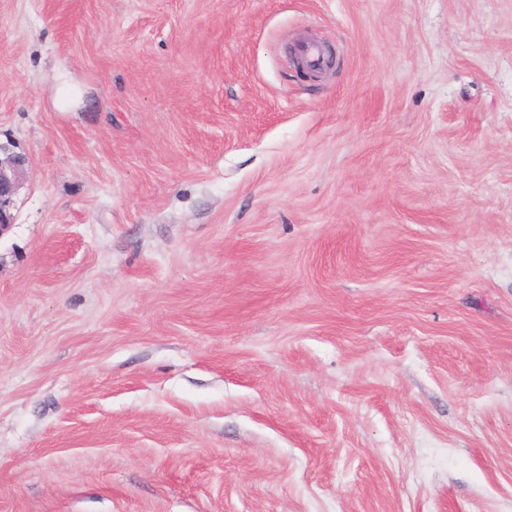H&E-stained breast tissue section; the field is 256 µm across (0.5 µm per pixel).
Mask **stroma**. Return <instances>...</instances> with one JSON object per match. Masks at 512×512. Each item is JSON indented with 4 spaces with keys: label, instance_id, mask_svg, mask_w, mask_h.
Masks as SVG:
<instances>
[{
    "label": "stroma",
    "instance_id": "35a3bbf8",
    "mask_svg": "<svg viewBox=\"0 0 512 512\" xmlns=\"http://www.w3.org/2000/svg\"><path fill=\"white\" fill-rule=\"evenodd\" d=\"M0 143V512H512V0H0ZM4 155L2 158L1 155ZM27 159L0 143V235L14 223L11 209L21 186Z\"/></svg>",
    "mask_w": 512,
    "mask_h": 512
}]
</instances>
